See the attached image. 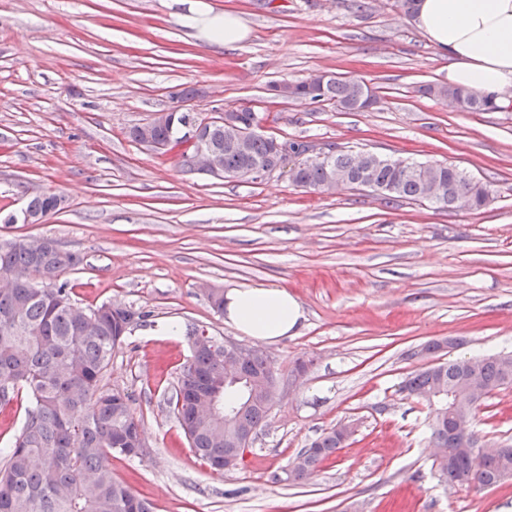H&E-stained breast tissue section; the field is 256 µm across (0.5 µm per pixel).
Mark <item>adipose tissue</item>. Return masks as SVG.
Segmentation results:
<instances>
[{"instance_id":"ef3b65f1","label":"adipose tissue","mask_w":512,"mask_h":512,"mask_svg":"<svg viewBox=\"0 0 512 512\" xmlns=\"http://www.w3.org/2000/svg\"><path fill=\"white\" fill-rule=\"evenodd\" d=\"M415 26L448 54V84L500 99L512 87V0H417ZM194 24L212 41L233 45L248 27L232 12L199 14ZM224 320L256 340L270 342L300 326L303 312L287 290L242 284L224 295Z\"/></svg>"}]
</instances>
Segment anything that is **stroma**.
Listing matches in <instances>:
<instances>
[{"instance_id":"1","label":"stroma","mask_w":512,"mask_h":512,"mask_svg":"<svg viewBox=\"0 0 512 512\" xmlns=\"http://www.w3.org/2000/svg\"><path fill=\"white\" fill-rule=\"evenodd\" d=\"M193 5L237 13L249 37L209 41L184 20ZM448 64L396 0H0V244L54 239L82 258L64 274L77 303L146 313L104 382L129 395L146 448L113 455L112 476L153 512H512V480L439 482L432 409L401 390L427 367L415 354L427 342L457 339L449 360L512 352V106L467 112L421 95L447 84ZM320 73L365 80L375 103L341 112L267 94ZM183 89L199 91V116L255 106L264 133L320 150L455 165L490 200L449 212L279 173L252 183L189 170L129 136ZM41 192L65 196L64 209L9 223ZM245 283L284 288L304 312L296 334L259 345L279 376L298 358L314 365L243 463L218 474L169 398L190 355L184 327L244 341L210 295ZM341 423L353 435L314 475L272 482ZM474 426L485 444L512 443V387Z\"/></svg>"}]
</instances>
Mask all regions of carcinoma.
Here are the masks:
<instances>
[{
	"instance_id": "obj_1",
	"label": "carcinoma",
	"mask_w": 512,
	"mask_h": 512,
	"mask_svg": "<svg viewBox=\"0 0 512 512\" xmlns=\"http://www.w3.org/2000/svg\"><path fill=\"white\" fill-rule=\"evenodd\" d=\"M420 92L468 112L495 108L487 98L458 87L425 85ZM294 99L311 104L327 103L344 112L363 111L373 102L371 88L345 77H329L322 84L295 82ZM182 117L172 115L154 129L158 139H173ZM210 141L224 149V177L243 178V170L271 161L274 140L257 133L249 152L241 154L224 145V124L211 118ZM285 156L295 166L292 182L317 190L331 178L356 181L357 154L329 149L330 157L310 162L304 158L309 145L283 141ZM423 164L379 157L367 162V182L387 198L428 201L440 209L457 210L456 196L470 190L471 207L480 209L489 200L486 186L477 181L467 187L469 176L445 164H431L434 178L423 181L417 170ZM442 189L431 198L432 186ZM82 258L59 250L36 253L11 246L0 247V402L23 394L30 406L21 432L3 449L0 465V512H152V505L130 487L112 477L110 458L119 453L138 456L140 422L129 396L102 384L112 353L145 313L130 308L112 313L104 303L85 308L71 296L69 283L61 279ZM55 279L42 287L45 277ZM222 344L199 351L182 367L175 392L169 399L185 435L197 456L215 470L224 469V456L235 454L234 434H258L271 405L270 393L258 402L246 398L248 389L224 385ZM252 382L271 383L268 356L257 353L247 368ZM468 379L483 390V396L512 386V354L498 353L477 359L469 366L459 359L439 363L408 376L403 389L409 395L445 407L442 422L434 423L429 436L436 449L433 466L448 485L497 486L512 478V446H500L493 456L482 454L476 438L477 406H456L452 395ZM233 397L235 412L228 419L201 415L197 406L217 386ZM348 439L343 431L323 432L272 481L297 482L313 475L319 465L336 455Z\"/></svg>"
}]
</instances>
